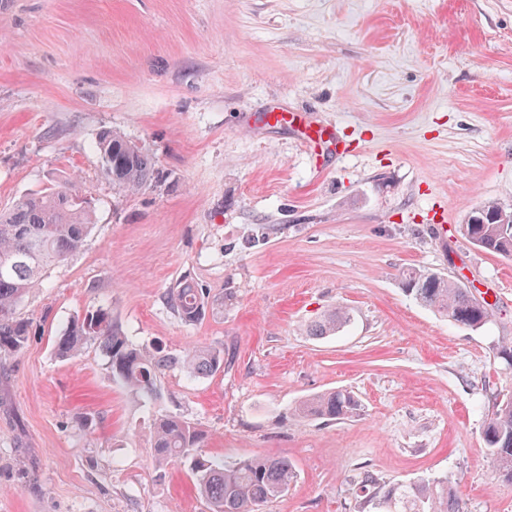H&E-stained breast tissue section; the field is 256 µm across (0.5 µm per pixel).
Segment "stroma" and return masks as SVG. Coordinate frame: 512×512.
Here are the masks:
<instances>
[{
  "label": "stroma",
  "instance_id": "obj_1",
  "mask_svg": "<svg viewBox=\"0 0 512 512\" xmlns=\"http://www.w3.org/2000/svg\"><path fill=\"white\" fill-rule=\"evenodd\" d=\"M109 128L161 181L102 178ZM70 178L95 225L19 304L31 334L0 358V512H209L187 467L154 461L160 409L208 456L288 458L297 478L262 512H363L365 470L382 491L445 476L468 512H512L482 439L491 397L512 395V258L459 232L485 202L512 208V0H0V211ZM409 269L491 320L422 307ZM184 280L210 301L194 323L166 301ZM101 307L134 344L223 350V371L169 368L149 403L97 344L58 358ZM337 307L349 327L308 334ZM337 388L357 414H291ZM404 291L421 306L437 312L454 325L478 329L493 315L489 304L474 298L447 276L425 270L403 272Z\"/></svg>",
  "mask_w": 512,
  "mask_h": 512
}]
</instances>
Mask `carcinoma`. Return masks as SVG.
<instances>
[{
    "label": "carcinoma",
    "instance_id": "1",
    "mask_svg": "<svg viewBox=\"0 0 512 512\" xmlns=\"http://www.w3.org/2000/svg\"><path fill=\"white\" fill-rule=\"evenodd\" d=\"M96 148L102 175L121 191H137L157 183L160 172L153 158L116 130H104ZM92 210L73 181L20 199L0 211V355H16L25 347L29 323L16 315L22 298L42 283L45 271L82 246L92 228ZM460 232L472 244L503 257H512V210L497 203L471 209ZM404 291L420 305L434 310L454 325L478 329L493 315L489 304L474 298L447 276L411 269L403 273ZM167 302L182 320L196 322L206 313L203 289L187 280L167 293ZM351 323V314L336 308L312 325V336H329ZM98 344L112 377L147 398L158 395L157 379L166 368L179 366L190 376L209 375L224 367V351L191 348L179 355L159 347L137 346L121 332L112 312L99 308L70 323L56 338L61 358L78 355L84 346ZM358 400L348 390H333L299 403L303 417L341 420L352 416ZM483 438L496 473L512 483V397L494 396ZM204 434L175 413H160L151 430L155 462H187L210 512H260L265 503L284 494L296 471L285 457H256L220 463L203 453ZM364 505L373 512H466L448 478H432L397 485L379 493L376 479L365 471L358 481Z\"/></svg>",
    "mask_w": 512,
    "mask_h": 512
}]
</instances>
